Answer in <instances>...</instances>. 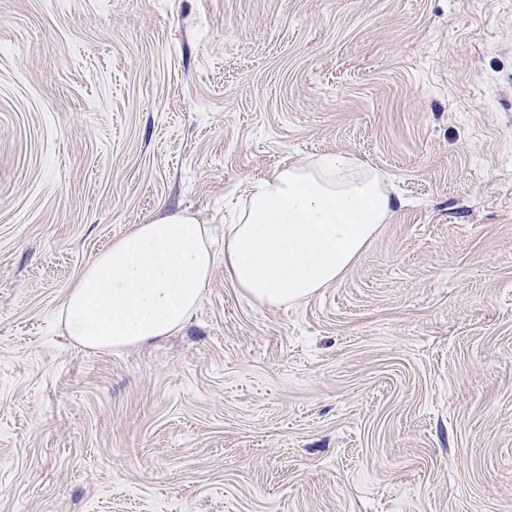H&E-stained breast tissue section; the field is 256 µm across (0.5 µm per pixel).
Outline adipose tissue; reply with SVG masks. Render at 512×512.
Listing matches in <instances>:
<instances>
[{
	"label": "adipose tissue",
	"instance_id": "ef3b65f1",
	"mask_svg": "<svg viewBox=\"0 0 512 512\" xmlns=\"http://www.w3.org/2000/svg\"><path fill=\"white\" fill-rule=\"evenodd\" d=\"M395 208L378 173L346 156L296 163L251 186L223 255L188 216L136 225L82 271L60 318L88 349L151 342L185 324L219 261L250 300L293 304L335 283Z\"/></svg>",
	"mask_w": 512,
	"mask_h": 512
}]
</instances>
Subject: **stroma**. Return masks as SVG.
<instances>
[{"label":"stroma","instance_id":"1","mask_svg":"<svg viewBox=\"0 0 512 512\" xmlns=\"http://www.w3.org/2000/svg\"><path fill=\"white\" fill-rule=\"evenodd\" d=\"M325 153L400 202L336 283L68 336L113 240L223 253ZM0 512H512V0H0Z\"/></svg>","mask_w":512,"mask_h":512}]
</instances>
